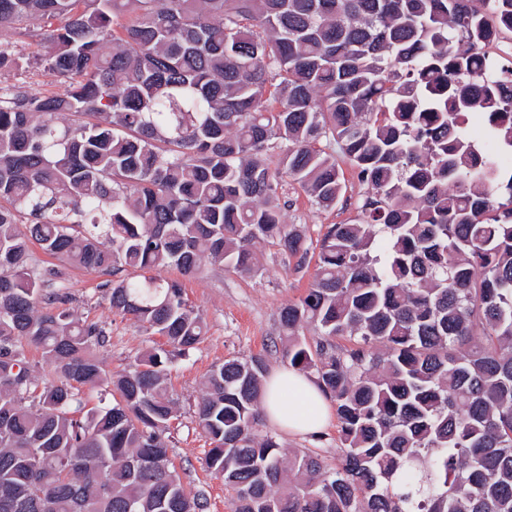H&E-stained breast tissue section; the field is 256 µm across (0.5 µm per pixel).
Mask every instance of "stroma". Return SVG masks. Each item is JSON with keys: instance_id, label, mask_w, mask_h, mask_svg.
I'll return each instance as SVG.
<instances>
[{"instance_id": "stroma-1", "label": "stroma", "mask_w": 512, "mask_h": 512, "mask_svg": "<svg viewBox=\"0 0 512 512\" xmlns=\"http://www.w3.org/2000/svg\"><path fill=\"white\" fill-rule=\"evenodd\" d=\"M341 169L346 191L328 209L316 205L296 183L290 181L284 186L288 203L286 221L297 225L309 239H319L327 225L347 223L359 213L366 188L349 164H342ZM257 254L262 271L256 275H242L214 266L185 277L173 268L165 272L166 277L181 280L189 302L205 323L201 342L188 353L175 356L168 377V387L178 409L168 430L172 458L182 480L203 494L205 512H232V497L223 481L216 479L205 463L210 445L194 422L200 382L215 365L232 358L261 354L268 370L285 366L286 358L274 346L281 332L279 312L305 293L314 273L313 265L296 268L269 245H259ZM105 280V274L72 268L65 284L73 298L75 313L105 327L109 342L97 356L106 372L113 373L127 369L136 355L153 347L160 337L131 317L112 310L102 288ZM263 429L277 434L272 423H265ZM277 436L286 454L313 453L325 468L335 467L341 448L336 424H329L315 436Z\"/></svg>"}]
</instances>
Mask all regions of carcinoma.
I'll list each match as a JSON object with an SVG mask.
<instances>
[{"mask_svg": "<svg viewBox=\"0 0 512 512\" xmlns=\"http://www.w3.org/2000/svg\"><path fill=\"white\" fill-rule=\"evenodd\" d=\"M31 21L49 51L0 40V71L64 90L0 85V512L203 509L166 430L169 364L205 329L157 272L255 274L258 244L315 261L283 354L342 448L331 470L284 457L259 429L264 358L213 367L195 423L233 512H512V79L475 70L512 0H0V30ZM323 141L366 193L314 243L283 177L336 205ZM68 267L116 276L112 309L164 343L106 375ZM85 390L115 399L84 414ZM0 80L4 84L26 85L33 89H45L51 92H58L60 90V84L53 77L35 71L25 74L1 71ZM22 82L26 83L21 84ZM26 356L40 382H53L56 376L53 373L52 367L46 362L41 349L31 345H26Z\"/></svg>", "mask_w": 512, "mask_h": 512, "instance_id": "1", "label": "carcinoma"}]
</instances>
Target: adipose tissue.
Listing matches in <instances>:
<instances>
[{"label": "adipose tissue", "instance_id": "obj_1", "mask_svg": "<svg viewBox=\"0 0 512 512\" xmlns=\"http://www.w3.org/2000/svg\"><path fill=\"white\" fill-rule=\"evenodd\" d=\"M261 407L267 420L288 436L320 433L332 416L330 400L315 377L288 367L266 379Z\"/></svg>", "mask_w": 512, "mask_h": 512}]
</instances>
